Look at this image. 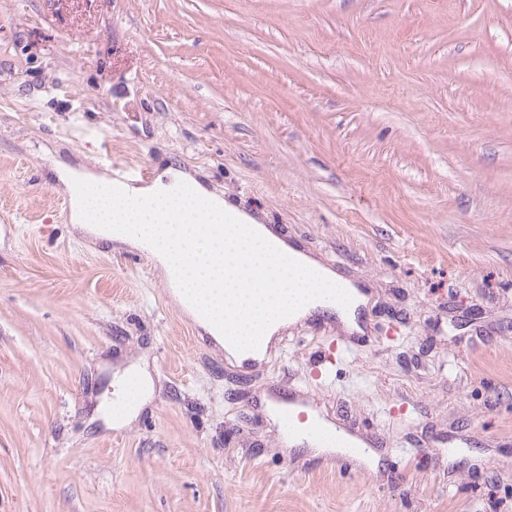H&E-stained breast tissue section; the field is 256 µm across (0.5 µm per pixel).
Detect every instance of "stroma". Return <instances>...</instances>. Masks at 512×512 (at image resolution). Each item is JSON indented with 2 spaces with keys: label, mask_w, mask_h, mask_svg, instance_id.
<instances>
[{
  "label": "stroma",
  "mask_w": 512,
  "mask_h": 512,
  "mask_svg": "<svg viewBox=\"0 0 512 512\" xmlns=\"http://www.w3.org/2000/svg\"><path fill=\"white\" fill-rule=\"evenodd\" d=\"M197 173L371 293L203 341L52 163ZM378 470L289 446L288 388ZM0 512H512V0H0Z\"/></svg>",
  "instance_id": "1"
}]
</instances>
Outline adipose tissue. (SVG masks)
<instances>
[{
    "mask_svg": "<svg viewBox=\"0 0 512 512\" xmlns=\"http://www.w3.org/2000/svg\"><path fill=\"white\" fill-rule=\"evenodd\" d=\"M55 171L63 186L77 177L85 183V195L71 200L75 229L154 258L174 301L236 361H263L273 336L322 315L347 334H364L358 311L368 306V291L196 176L169 167L151 183L132 185L63 163ZM177 186L186 195L172 197Z\"/></svg>",
    "mask_w": 512,
    "mask_h": 512,
    "instance_id": "adipose-tissue-1",
    "label": "adipose tissue"
}]
</instances>
